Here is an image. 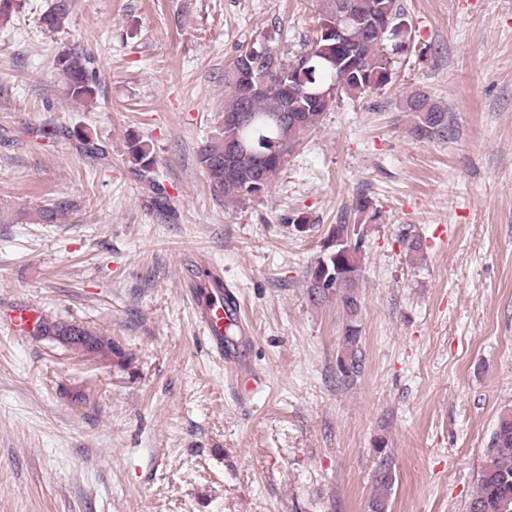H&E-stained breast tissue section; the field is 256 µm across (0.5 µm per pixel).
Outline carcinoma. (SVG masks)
<instances>
[{
  "mask_svg": "<svg viewBox=\"0 0 512 512\" xmlns=\"http://www.w3.org/2000/svg\"><path fill=\"white\" fill-rule=\"evenodd\" d=\"M316 38L305 53L287 61L272 45L273 38L246 48L236 65L224 70V120L221 132L203 145L198 161L213 191L228 202H243L263 195L288 165L304 138L316 130L327 105L313 93L330 87L346 95H364L390 83L392 61L386 42H403L408 35L401 0H322ZM70 0H56L40 14L44 33L65 28ZM346 25L352 55L343 58L332 28ZM71 101L90 99L95 93L87 58L72 49L55 57ZM402 110L410 117L409 134L422 140L444 138L449 131L448 107L423 92L407 95ZM131 162L140 174L152 178L154 155L137 138L129 143ZM73 208L57 200L39 210V223L59 224ZM332 246L325 248L306 274L305 286L316 305L336 302L342 318L341 358L336 360L340 383L351 385L360 376L361 248L352 240L349 225L331 228ZM35 329L57 339L83 337V350L97 353L100 336L73 323L40 321ZM375 471L376 492L369 512H390L395 471L388 448L379 443ZM488 460L467 512H512V413L499 417L487 442Z\"/></svg>",
  "mask_w": 512,
  "mask_h": 512,
  "instance_id": "carcinoma-1",
  "label": "carcinoma"
}]
</instances>
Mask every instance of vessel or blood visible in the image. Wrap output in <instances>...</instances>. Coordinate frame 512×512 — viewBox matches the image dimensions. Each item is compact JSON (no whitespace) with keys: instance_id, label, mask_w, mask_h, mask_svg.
Wrapping results in <instances>:
<instances>
[{"instance_id":"vessel-or-blood-1","label":"vessel or blood","mask_w":512,"mask_h":512,"mask_svg":"<svg viewBox=\"0 0 512 512\" xmlns=\"http://www.w3.org/2000/svg\"><path fill=\"white\" fill-rule=\"evenodd\" d=\"M197 288L191 294L193 310L199 318V324L213 351L225 364L242 361L245 344H226L224 341V322L227 317H241L242 304L237 293L226 289L223 282L211 272L192 273ZM14 331L27 333L40 321L41 315L35 308L21 306L10 311L7 316Z\"/></svg>"}]
</instances>
